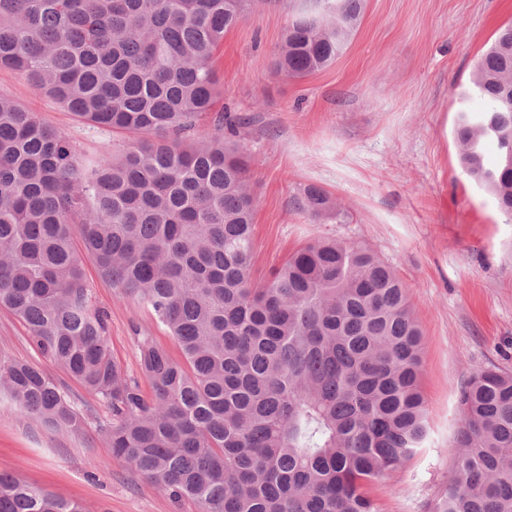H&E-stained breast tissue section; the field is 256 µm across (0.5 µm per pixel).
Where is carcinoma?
Segmentation results:
<instances>
[{
  "label": "carcinoma",
  "mask_w": 512,
  "mask_h": 512,
  "mask_svg": "<svg viewBox=\"0 0 512 512\" xmlns=\"http://www.w3.org/2000/svg\"><path fill=\"white\" fill-rule=\"evenodd\" d=\"M250 0H0V69L93 128L117 156L84 160L34 112L0 97V307L41 357L107 408L113 457L196 512H376L373 485L429 437L424 337L407 287L366 245L321 239L252 277L249 157L224 142L245 118L215 108L217 53ZM364 0H308L270 68L306 77L336 61ZM459 111L466 173L512 216V23ZM218 134L188 137L202 120ZM496 143L495 166L483 143ZM345 222L317 187L296 201ZM146 306L181 358L135 328L140 375L122 372L76 257ZM150 393H145L143 385ZM0 396L78 433L76 397L40 366L0 358ZM455 465L429 512H512V374L474 373L458 396ZM0 512H83L0 475Z\"/></svg>",
  "instance_id": "cac0c4a2"
}]
</instances>
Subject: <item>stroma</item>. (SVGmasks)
<instances>
[{
    "label": "stroma",
    "mask_w": 512,
    "mask_h": 512,
    "mask_svg": "<svg viewBox=\"0 0 512 512\" xmlns=\"http://www.w3.org/2000/svg\"><path fill=\"white\" fill-rule=\"evenodd\" d=\"M303 0H255L224 35L218 69L225 111L245 117L238 140L253 157V271L262 279L288 254L318 239L361 243L409 287L424 334L421 387L430 436L405 467L372 490L378 512H428L455 464L457 396L470 376L512 374V219L465 172L454 128L459 101L496 31L512 22V0H365L358 30L330 67L304 78L269 62ZM0 96L37 113L80 154L121 144L53 98L0 69ZM317 186L349 212L315 221L294 202ZM92 304L108 314L113 358L138 375L135 326L175 343L150 311L102 281L79 256ZM39 362L20 319L0 307V357ZM46 371L79 401L82 432L45 426L0 397V474L18 475L86 512H195L175 504L112 455L96 428L107 410L53 364Z\"/></svg>",
    "instance_id": "35a3bbf8"
}]
</instances>
